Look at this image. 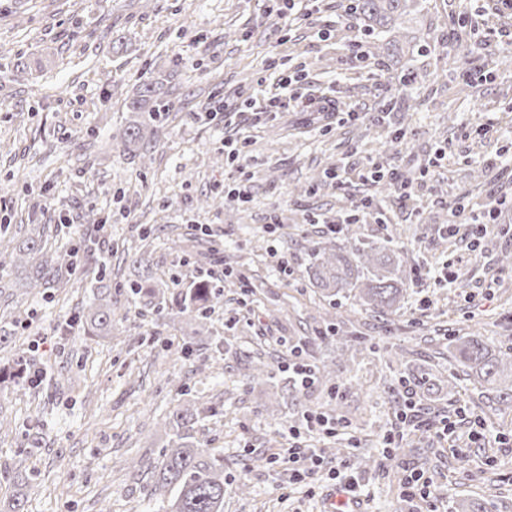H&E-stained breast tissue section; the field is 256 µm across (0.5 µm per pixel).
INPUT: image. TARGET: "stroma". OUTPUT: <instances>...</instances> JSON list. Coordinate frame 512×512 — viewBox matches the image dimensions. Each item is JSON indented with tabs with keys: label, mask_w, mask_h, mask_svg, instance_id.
<instances>
[{
	"label": "stroma",
	"mask_w": 512,
	"mask_h": 512,
	"mask_svg": "<svg viewBox=\"0 0 512 512\" xmlns=\"http://www.w3.org/2000/svg\"><path fill=\"white\" fill-rule=\"evenodd\" d=\"M324 3L325 11L290 21L267 0H154L148 9L139 0H0V244L51 224L58 231L48 243L59 251L90 244L111 254L114 304L110 335L65 329L92 296L93 263L64 292H36L15 274L12 296L0 300V327H15L18 339L0 350V363L20 360L65 377L59 387L0 385V413L9 419L0 428V506L27 475L26 512H160L148 466L168 440L164 416L187 395L207 407L198 437L224 457V512H330L341 480L324 474L308 489L269 464L282 452L284 426L307 410L349 420L358 434L349 470L360 479L362 512H403L400 480L412 469L429 477L439 512L467 494L488 512H512V446L448 448L433 436L409 438L399 451L380 446L398 378L433 365L449 333L512 345V264L501 262L512 256V67L499 64L512 46L497 36L512 18L487 17L473 33L482 47L470 69L448 72L439 54L419 47L435 37L452 43L467 0H423L399 20L397 50L381 67L376 48L392 36L365 35L348 0ZM324 28L332 31L326 40ZM356 40L361 63L347 57ZM275 59L299 71V98L243 133L235 115L271 91ZM405 66L440 71L447 89L419 81L378 125ZM146 78L170 102L164 129L150 152L112 150L109 139L128 117L124 99ZM324 94L336 115L305 110ZM217 100L226 114L208 115ZM485 126L492 137L482 135ZM398 129L406 146L385 151ZM228 143L243 145L244 160L214 167ZM373 165L413 179L415 208L398 191L380 196L360 180ZM339 167L348 188L314 186L315 172ZM241 183L242 202L230 196ZM366 196L387 221L362 217L365 241L413 243L415 264L430 274L410 289L401 315L380 318L347 300L329 333L327 302L304 286L309 248ZM493 197L502 204L477 259L465 234L441 229L452 209L478 211ZM173 229L189 240L182 251L169 247ZM135 250L176 291L204 278L223 286L205 327L128 297L139 271L125 254ZM447 261L457 280L436 281ZM228 265L237 274L231 282L221 275ZM298 343L305 361H325L356 390L339 394L319 382L289 393L288 349ZM260 345L276 376L271 386L250 383L242 359ZM394 349L403 350L402 363L390 362ZM455 394L512 439V412H494L485 391L461 378ZM248 457L261 463L246 472ZM242 472L245 496L234 490Z\"/></svg>",
	"instance_id": "stroma-1"
}]
</instances>
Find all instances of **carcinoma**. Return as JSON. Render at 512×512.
<instances>
[{
  "mask_svg": "<svg viewBox=\"0 0 512 512\" xmlns=\"http://www.w3.org/2000/svg\"><path fill=\"white\" fill-rule=\"evenodd\" d=\"M417 0H357L355 13L366 21L365 31L375 26L396 23L402 15L416 6ZM476 53L475 43L468 36H459L451 46L450 64L466 68ZM128 111L135 120L112 135L113 147L125 151L132 143L149 145L159 136V117L169 111V103L153 96L152 83L144 82L134 97L128 100ZM358 224L346 225V235L353 240L347 246L330 242L317 243L311 249L309 279L322 297L353 299L373 312L395 314L405 300L410 283L415 281V269L407 268L411 252L387 240L378 244L360 241ZM45 233L29 238L24 248L13 253L12 264L29 262L36 254L39 261L32 267L29 287L64 288L74 275L78 263L77 252L54 256L42 247ZM168 285L159 281L152 298L157 311H167L172 317L204 320L210 308L220 302L223 291L206 280L192 285L176 306L167 308ZM112 293L97 290L93 301L78 311V320L92 334L96 329L112 330ZM266 352L258 348L251 363L254 380L271 377L266 369ZM448 359L463 367L473 379V385L496 392V403L512 409V385L500 384L505 373H512V348L493 353L476 336L448 337ZM409 382L418 388L423 398L435 402L444 392H453L454 377H446L440 370L431 369L411 375ZM200 411L190 401H181L166 415L164 422L170 435L169 442L156 465L153 466L151 496L167 503L164 512H224V457L197 437L195 424Z\"/></svg>",
  "mask_w": 512,
  "mask_h": 512,
  "instance_id": "obj_1",
  "label": "carcinoma"
}]
</instances>
